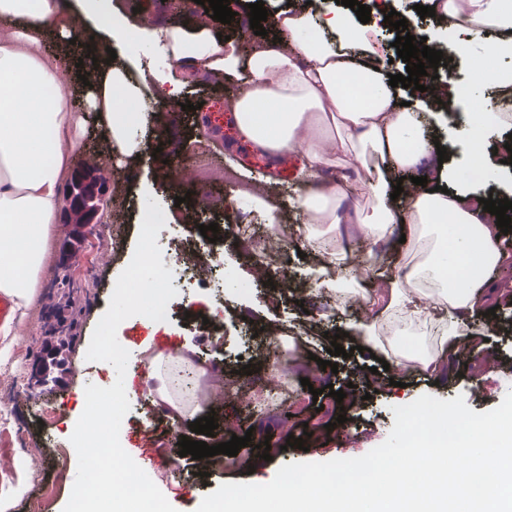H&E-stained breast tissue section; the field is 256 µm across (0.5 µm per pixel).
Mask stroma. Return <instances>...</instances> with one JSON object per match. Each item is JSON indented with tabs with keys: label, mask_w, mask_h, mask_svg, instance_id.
Wrapping results in <instances>:
<instances>
[{
	"label": "stroma",
	"mask_w": 512,
	"mask_h": 512,
	"mask_svg": "<svg viewBox=\"0 0 512 512\" xmlns=\"http://www.w3.org/2000/svg\"><path fill=\"white\" fill-rule=\"evenodd\" d=\"M132 22L150 28L170 24L195 26L206 19L205 8L190 0L181 13H171L167 0H121ZM44 55L67 85L75 119L82 138L73 151L71 170L84 167L89 157L107 149L98 113L83 108L85 97L75 67L76 55L56 35L46 39ZM239 74L217 79L205 71L192 74L184 90L185 108L161 117L155 131L144 132L146 151L134 160L110 159L104 191L110 207L99 214L93 233L69 224L59 215L52 225L40 270V288L26 308L15 310L17 335L0 354V387L15 377H28L31 367L46 347L55 345L58 331L74 333L73 347L60 352L49 368L51 390H29L0 403V497L12 500L9 512H63L77 472V455L70 442L75 424L85 408V388L102 387L116 380L115 368L106 362L90 361L86 353L92 334L109 306L115 282L132 259L147 200L159 202L164 212L173 213L175 223L158 232L165 269L171 270V285L177 296L169 303L167 320L156 322L140 316L125 320L117 330L120 344L130 353L124 384L131 388V409L125 416L120 442L142 468L150 471L177 512H196L203 497L221 484L271 481L277 470L294 462H325L366 454L388 437L394 424L393 407L411 403L423 394L448 400L464 395L477 413L498 406L512 389V293L491 298L495 315L462 320L454 327L458 347H449L433 327L440 319L429 302L416 321L399 325L421 353L444 358L450 376L436 381L429 372H409L401 364L395 344L384 346L379 358L388 370L372 375L376 359L357 353L362 343V325L384 327L379 302L365 310H349V302L362 294L358 279L343 286L320 282L315 274L329 256L324 249L333 234L328 225L308 223L300 205L303 196L341 187L342 208L363 210L367 196L359 194L357 177L363 168L355 159L323 171L315 180L299 177L297 155H263L237 139L232 125L222 133L206 131V116L233 108ZM203 111H194V104ZM212 169L210 188L195 179L198 168ZM261 191L276 198V224H268L263 212L250 204V194ZM221 227L222 252L216 256L224 271L209 282L186 280L182 261L167 253L171 238L202 242L200 225ZM261 226L263 232L280 239L288 283L269 284L258 279L251 250L238 245L240 223ZM421 227L401 224L388 241L371 246L358 237V249L385 256L376 280L400 276L403 269L421 264L428 256L420 245ZM343 331L341 347L353 349L348 358H331L330 335ZM276 340L281 358H289L294 347L314 354L321 361L335 360L331 372L313 366L309 376L275 366L267 357L269 340ZM192 348L200 358L222 364L224 381L233 383L237 394L219 401L217 424L208 445L230 441L232 436H250L252 442H271L269 461L252 466L240 456L223 457L209 475L197 474L194 461L180 457L179 441L189 434L188 424H173L151 403L155 396L146 362L156 353L174 354ZM250 373H243V365ZM309 386H302V379ZM350 390V397L336 402L326 394V385ZM287 387L288 416L276 412L272 386ZM319 396H312V389ZM346 422H338V415ZM303 438L304 449L290 447L287 437Z\"/></svg>",
	"instance_id": "stroma-1"
}]
</instances>
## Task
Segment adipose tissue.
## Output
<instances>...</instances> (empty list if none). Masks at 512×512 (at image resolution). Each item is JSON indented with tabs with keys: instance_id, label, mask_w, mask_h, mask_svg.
I'll return each instance as SVG.
<instances>
[{
	"instance_id": "adipose-tissue-1",
	"label": "adipose tissue",
	"mask_w": 512,
	"mask_h": 512,
	"mask_svg": "<svg viewBox=\"0 0 512 512\" xmlns=\"http://www.w3.org/2000/svg\"><path fill=\"white\" fill-rule=\"evenodd\" d=\"M426 3L446 26L466 21L468 38L460 45L462 51H469L491 29L497 33L493 53L512 56V5L507 0ZM66 9L65 0H0V19L15 23L0 35V292L16 306L31 303L37 295L44 245L58 218L60 185L71 161L61 144L73 138V111L58 73L41 53L54 31L62 41L77 42V56L91 75L87 101L100 113L114 154L125 158L141 153L136 130L146 91L161 86V100L177 104L181 86L166 82L158 72L136 75L129 67L108 63V48L139 33L163 60L186 71L201 66L219 77L245 63L246 75L233 104L242 141L267 154L301 153L299 175L306 180L335 167L344 156L366 164L359 188L371 201L369 209L338 214L341 191L336 188L304 198L308 223L358 224L376 243L403 223L452 227V234L432 243L423 266L387 280L380 298L382 312L414 318L434 297L452 317L480 311L482 281L466 273L465 262L475 247L483 266L506 262L499 247L501 230L461 169L432 162L431 143L418 118L422 112L452 111L456 103L442 89L408 92L391 87V66L363 38L353 10L319 16L281 10L274 25L290 51L259 41L243 62L205 24L140 32L123 14L119 0H83L87 19L101 32L93 39L85 27L75 26ZM489 85L497 87L501 97L511 98L512 70L478 67L469 121L451 131L467 152L469 167L484 179L497 169L480 146L484 89ZM403 167L423 168L427 184L418 187L401 210L390 195L392 174ZM442 183L449 185V193L439 192ZM425 280L433 281V288L421 289Z\"/></svg>"
}]
</instances>
